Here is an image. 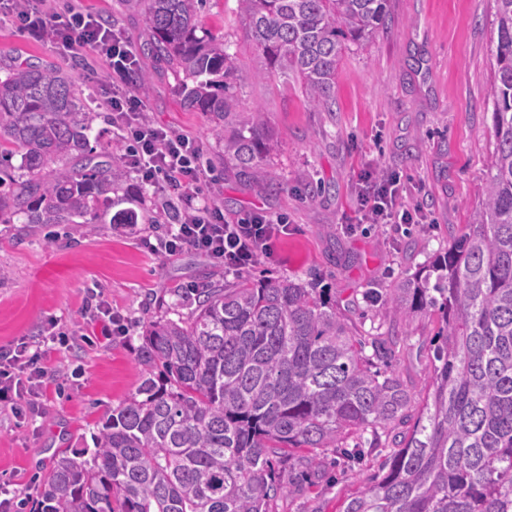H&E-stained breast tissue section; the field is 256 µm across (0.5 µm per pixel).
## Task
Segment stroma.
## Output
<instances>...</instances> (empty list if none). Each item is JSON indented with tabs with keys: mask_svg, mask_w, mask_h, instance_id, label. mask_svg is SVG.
Here are the masks:
<instances>
[{
	"mask_svg": "<svg viewBox=\"0 0 512 512\" xmlns=\"http://www.w3.org/2000/svg\"><path fill=\"white\" fill-rule=\"evenodd\" d=\"M72 1L133 49L147 40L141 0ZM492 8V0H391L387 24L341 62L333 111L318 112L294 79L260 75L237 0H206L202 27L235 55L238 112H264L274 134L270 177L260 183L241 181L225 168L224 148L209 134V115L181 105L179 78L153 58H139L148 77L147 118L200 141L201 163L225 217L287 216V235L253 274L316 283L329 289L337 310L356 322L361 335L404 336L393 366L420 398L432 365L435 316L405 321L367 301L365 293L412 276L471 222L495 142ZM0 60L72 74L92 110L90 139L116 141L101 90L106 74L90 51L71 55L50 39L29 38L7 16L0 19ZM369 174L399 176L407 188L404 205L419 206L426 223H356L358 185ZM111 199L75 230L0 223V349L40 335L51 321L69 338L65 345H46L48 376L34 408L17 415L0 405V486L14 490L16 512H35L38 484L55 454L92 447L100 418L136 390L146 325L190 316L195 303L182 288L210 279L206 257L188 250L165 258L145 245L166 233L186 200L132 173ZM122 210L134 211V223L112 224ZM94 295L111 305L124 331L106 332L103 322L84 315ZM384 456V449L363 448L349 470L328 466L319 482L299 481L269 510L336 512L339 502L378 474Z\"/></svg>",
	"mask_w": 512,
	"mask_h": 512,
	"instance_id": "35a3bbf8",
	"label": "stroma"
}]
</instances>
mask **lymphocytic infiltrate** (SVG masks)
I'll list each match as a JSON object with an SVG mask.
<instances>
[{
	"instance_id": "f902f5d3",
	"label": "lymphocytic infiltrate",
	"mask_w": 512,
	"mask_h": 512,
	"mask_svg": "<svg viewBox=\"0 0 512 512\" xmlns=\"http://www.w3.org/2000/svg\"><path fill=\"white\" fill-rule=\"evenodd\" d=\"M44 2L0 0V13L11 15L33 38H50L69 51L94 52L112 86V126L125 146V166L144 183L176 191L193 202L175 215L166 235L150 244V251L172 257L192 250L236 275L247 272L259 258L271 256L276 242L288 232L287 219L252 213L234 222L226 220L223 210L206 197L200 142L147 119L142 95L131 79L138 59L128 42L77 7L50 12ZM403 192L399 179L392 176L365 184L358 194L363 223H420V209L399 206ZM45 342L42 336L21 342L0 359V402L16 410L31 405L47 376L42 364Z\"/></svg>"
}]
</instances>
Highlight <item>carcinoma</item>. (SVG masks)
I'll list each match as a JSON object with an SVG mask.
<instances>
[{
  "instance_id": "obj_1",
  "label": "carcinoma",
  "mask_w": 512,
  "mask_h": 512,
  "mask_svg": "<svg viewBox=\"0 0 512 512\" xmlns=\"http://www.w3.org/2000/svg\"><path fill=\"white\" fill-rule=\"evenodd\" d=\"M141 52L195 82L240 179L269 176L264 113L237 121L235 57L199 26L206 0H143ZM261 52L331 112L337 67L385 25L390 0H237ZM494 160L471 230L385 293L395 314L437 316L422 404L392 368L400 336H363L325 291L286 276L216 269L194 312L150 322L136 393L100 420L94 448L59 453L38 512H269L291 480L368 433L386 472L338 512H512V0H493ZM76 79L36 64L0 78V218L75 224L108 202L123 172L112 143L90 145ZM20 156L19 166L12 159Z\"/></svg>"
}]
</instances>
